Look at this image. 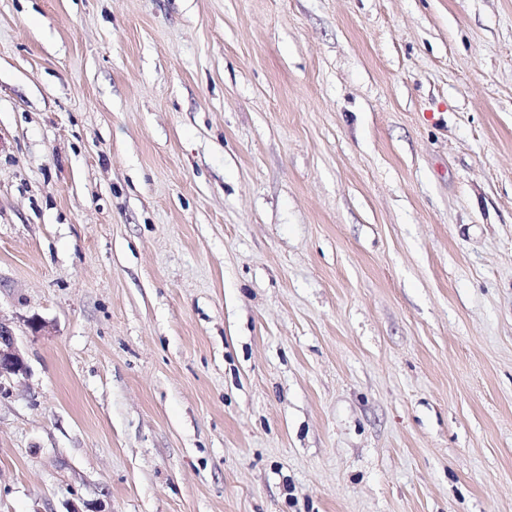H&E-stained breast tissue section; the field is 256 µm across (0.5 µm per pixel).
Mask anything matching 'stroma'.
<instances>
[{
  "label": "stroma",
  "instance_id": "35a3bbf8",
  "mask_svg": "<svg viewBox=\"0 0 512 512\" xmlns=\"http://www.w3.org/2000/svg\"><path fill=\"white\" fill-rule=\"evenodd\" d=\"M0 322V512H512V0H0ZM24 358L16 347L12 329L0 322V379L26 373Z\"/></svg>",
  "mask_w": 512,
  "mask_h": 512
}]
</instances>
